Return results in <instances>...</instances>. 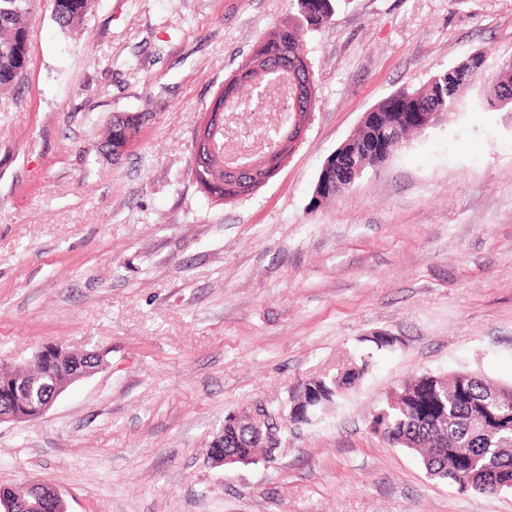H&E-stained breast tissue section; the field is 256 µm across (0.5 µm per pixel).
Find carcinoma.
Listing matches in <instances>:
<instances>
[{"label":"carcinoma","mask_w":512,"mask_h":512,"mask_svg":"<svg viewBox=\"0 0 512 512\" xmlns=\"http://www.w3.org/2000/svg\"><path fill=\"white\" fill-rule=\"evenodd\" d=\"M298 16L288 17L268 35L259 39L249 52L248 62L263 60V68L249 72L243 79L231 82L220 92L221 102L228 103L224 112H245L246 105L258 89L267 86L279 74L283 61L294 58L307 60L304 42L308 34L324 28L334 13L335 0H297ZM37 0H0V91L5 92L22 80L28 62L29 33ZM94 0H53V16L63 29H77L83 25ZM508 76L509 84H495L496 100L506 106L512 104V61L502 63L496 78ZM464 82L449 80L448 70L438 72L427 84L417 89H402L382 99L372 111L384 116L380 128L361 122L349 140L338 150L355 154L362 168L381 167L399 150L394 145L381 149L374 142L384 141L383 131L393 130L398 141L405 143L418 133V124L411 118L420 112L434 113L433 121L455 110L460 104L459 93ZM304 106L288 105L280 125L273 150L259 152L247 159L240 171V179L247 184L243 192L250 193L268 178V169L281 153L291 150L288 132L295 123L296 114ZM137 128L116 117L105 128L104 139L112 140V150L122 146ZM224 131L213 134L214 149L206 152L205 162L198 169L206 179L210 193L228 198L230 190H216L224 183L226 151L222 144ZM346 191L336 188V173L320 172L315 194L327 199ZM357 369L346 373L340 384L326 378L323 391L307 401L304 414L309 424L328 406L355 389L367 375L370 356L355 360ZM494 389L484 377L471 371H458L448 378L441 374L423 373L402 382L385 405L373 415L372 432L393 446L406 448L417 454L427 474L437 480L451 483L466 475L474 492L497 494L512 491V396L504 402L488 404L485 394ZM485 404L487 413L503 418L498 431L483 435L471 425L470 415L479 404Z\"/></svg>","instance_id":"obj_1"}]
</instances>
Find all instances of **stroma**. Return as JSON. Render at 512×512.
<instances>
[{"instance_id": "obj_1", "label": "stroma", "mask_w": 512, "mask_h": 512, "mask_svg": "<svg viewBox=\"0 0 512 512\" xmlns=\"http://www.w3.org/2000/svg\"><path fill=\"white\" fill-rule=\"evenodd\" d=\"M290 0H94L73 31L38 0L27 74L0 96V360L43 343L107 365L31 423L0 425V486L55 487L67 512H512L460 493L371 429L403 379L461 370L512 383V0H339L307 36L316 103L251 196L189 174L195 129ZM461 109L316 201L364 112L469 55ZM142 119L112 158L113 116ZM398 338L369 353L366 336ZM373 359L274 461L206 449L232 411L287 408L304 382Z\"/></svg>"}]
</instances>
